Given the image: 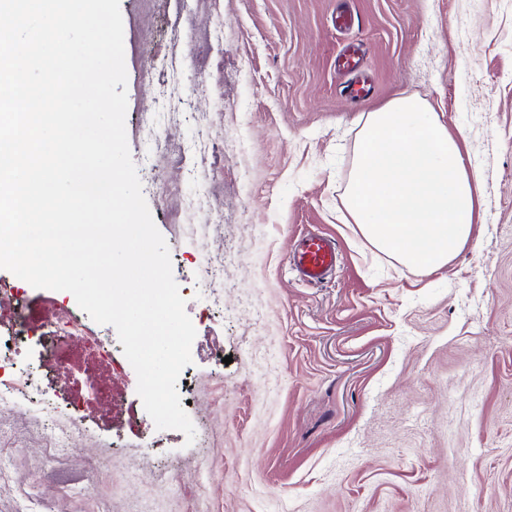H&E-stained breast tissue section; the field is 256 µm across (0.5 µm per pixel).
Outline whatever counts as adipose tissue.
Masks as SVG:
<instances>
[{
  "mask_svg": "<svg viewBox=\"0 0 512 512\" xmlns=\"http://www.w3.org/2000/svg\"><path fill=\"white\" fill-rule=\"evenodd\" d=\"M480 193L457 139L420 101L398 98L368 113L346 210L378 250L424 271L443 269L473 234Z\"/></svg>",
  "mask_w": 512,
  "mask_h": 512,
  "instance_id": "1",
  "label": "adipose tissue"
}]
</instances>
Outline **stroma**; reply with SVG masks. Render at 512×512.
Here are the masks:
<instances>
[{
    "label": "stroma",
    "mask_w": 512,
    "mask_h": 512,
    "mask_svg": "<svg viewBox=\"0 0 512 512\" xmlns=\"http://www.w3.org/2000/svg\"><path fill=\"white\" fill-rule=\"evenodd\" d=\"M120 9L128 145L197 331L196 438L156 428L132 366L80 349L47 378L82 399L68 451L0 409V512H512V0ZM400 97L440 116L482 185L471 240L430 274L345 221L360 117ZM314 233L340 253L320 286L289 263ZM1 288V333L61 306L118 340L70 292L5 269ZM145 455L158 466L129 472Z\"/></svg>",
    "instance_id": "obj_1"
}]
</instances>
